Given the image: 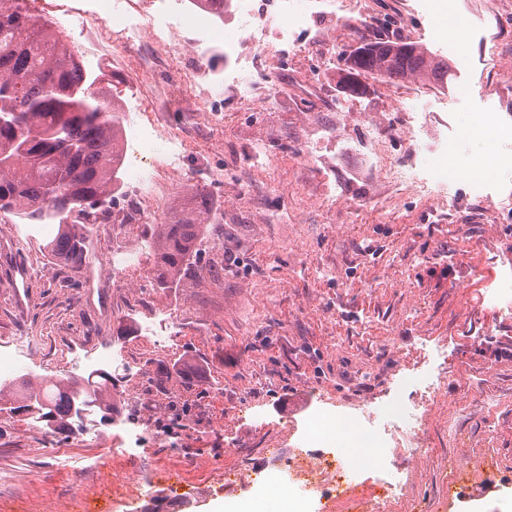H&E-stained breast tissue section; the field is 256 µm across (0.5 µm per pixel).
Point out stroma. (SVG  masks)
<instances>
[{"label":"stroma","instance_id":"35a3bbf8","mask_svg":"<svg viewBox=\"0 0 512 512\" xmlns=\"http://www.w3.org/2000/svg\"><path fill=\"white\" fill-rule=\"evenodd\" d=\"M328 38L313 13L311 33L290 54L274 47L245 55L261 74L260 96L225 91L216 118L193 112L211 80L233 61L203 46L205 61L169 60L148 39L101 40L97 24L75 18L60 28L98 89L124 112H153L169 138L156 167L163 195L139 208L116 195L112 223L88 224V257L57 264L44 245L52 224L0 216V336H37L54 357L120 348L143 358L147 398L120 406L145 425L150 456L138 479L162 494L159 512H212L213 488L242 456L261 464L284 447L282 421L302 418L313 391L352 411L383 395L393 378L441 353L445 401L432 410L427 454L403 460L402 507L432 512H506L512 501V314L490 318L487 291L512 278V0H350ZM413 43L448 65L440 82L362 76L363 93L339 82L349 52L363 42ZM495 51L500 70L487 69ZM422 98L420 112L404 109ZM412 164L416 188L398 190L374 168ZM460 178L428 181L445 156ZM206 196L209 222L201 268L176 287L155 288L133 315L112 304V262L140 260L128 296L154 280V233ZM143 211L137 237L113 257V223ZM235 256L236 264L224 261ZM170 314L167 348L146 335V319ZM480 396L456 411L460 380ZM494 409H486L484 401ZM262 407L268 420L245 415ZM21 409L0 412V512H137L112 492L123 460L107 456L80 476L55 469L50 448H77ZM191 467L175 475L181 458ZM481 473L492 487L449 496V462Z\"/></svg>","mask_w":512,"mask_h":512}]
</instances>
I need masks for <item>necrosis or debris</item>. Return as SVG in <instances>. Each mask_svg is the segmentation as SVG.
Listing matches in <instances>:
<instances>
[{
    "mask_svg": "<svg viewBox=\"0 0 512 512\" xmlns=\"http://www.w3.org/2000/svg\"><path fill=\"white\" fill-rule=\"evenodd\" d=\"M294 0H233L236 39H225V29L215 17L192 7L189 0H162L161 8L135 12L131 0H89V14L107 25L113 38L151 36L157 50L169 56L198 51V43L171 47L167 36L181 32L204 34L211 43L223 44L225 51L261 48L255 36L257 21L278 22L280 42L308 28V18L296 11ZM152 122L134 115L127 122L124 141L137 162L132 167L130 193L137 200L157 196L158 187L148 157L156 155L160 144L152 133ZM40 342L34 336H21L0 342V380L25 370ZM441 376L425 371L397 375L379 399L359 411L334 413L324 398H316L309 412L292 421L299 441L292 448L270 452L265 464L250 473H234L225 486L236 489L229 512H325L328 504L344 500L352 471L385 470L404 447L406 456L428 450L426 409L436 403L443 391Z\"/></svg>",
    "mask_w": 512,
    "mask_h": 512,
    "instance_id": "necrosis-or-debris-1",
    "label": "necrosis or debris"
}]
</instances>
